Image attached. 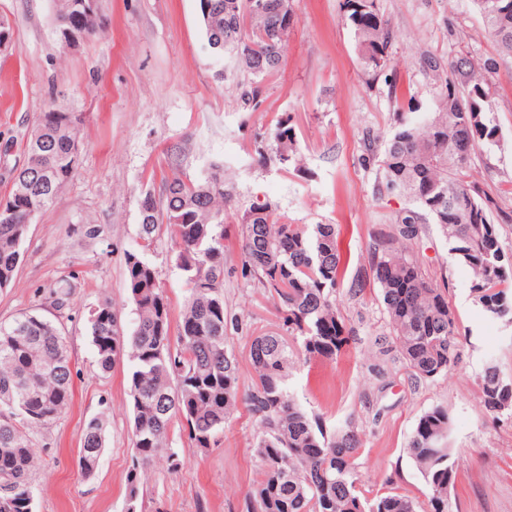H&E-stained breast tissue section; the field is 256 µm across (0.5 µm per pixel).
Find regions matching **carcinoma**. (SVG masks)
<instances>
[{"label": "carcinoma", "mask_w": 512, "mask_h": 512, "mask_svg": "<svg viewBox=\"0 0 512 512\" xmlns=\"http://www.w3.org/2000/svg\"><path fill=\"white\" fill-rule=\"evenodd\" d=\"M227 0H199L207 45L224 42V53L250 76L241 92L246 105H258L259 81L277 73L291 25L274 4L264 13L224 14ZM56 32L81 40L103 31L98 0H52ZM501 55L512 58V0H473ZM345 19L353 32L365 71L377 78L394 68L388 48L391 25L376 0H344ZM266 35L264 55L254 59L248 33ZM420 65L438 80L432 112H398L381 148L368 146L362 164L375 167V194L403 195L411 206L398 212L392 230L374 236L368 269L380 291L388 332L375 338L379 350L395 344L414 380L445 376L462 361L457 320L446 289L429 276L414 250L426 225H437L450 250L473 275L475 303L489 316L512 323V264L504 260L493 202L469 181L471 156L498 143L499 128L487 108L468 111L471 93L483 89L473 79V65L448 62L423 53ZM80 139L76 117L49 104L39 113L25 144L26 162L17 180L24 193L0 200V289L14 280L30 224L46 213L59 188L73 178V143ZM267 160L284 169H300L297 139L289 119L276 120ZM232 201L224 188V165L186 182L162 178L161 191L139 198V249L126 255V288L136 311L127 330L108 300L86 317V330L101 373L128 360V395L133 410L134 455L127 481L138 496L148 467L165 459L172 472L185 458L169 447L174 417H180L194 448L217 445L224 427L244 405L259 425L253 443L259 479L247 492L244 512H454L451 491L457 471L450 444L448 410L437 405L419 419L409 454L426 485L420 501L401 487L380 489L362 480L357 469L363 439L352 420L329 428L308 412L288 390L294 350L306 359H335L354 333L336 303L344 267L334 224H293L267 201L254 202L240 217L241 276L258 282L276 303L288 336H255L250 346L254 370L251 387L239 392V368L228 349L224 312V208ZM178 245L175 262L188 298L177 325L145 256L161 226ZM75 284L61 280L49 287L56 310L69 306ZM512 377L486 364L479 382V405L494 421L512 419ZM73 396L72 364L62 324L37 313L0 321V512H34L32 474L39 462L36 434L52 426ZM105 445V421L98 416L84 426L78 465L95 473Z\"/></svg>", "instance_id": "cac0c4a2"}]
</instances>
